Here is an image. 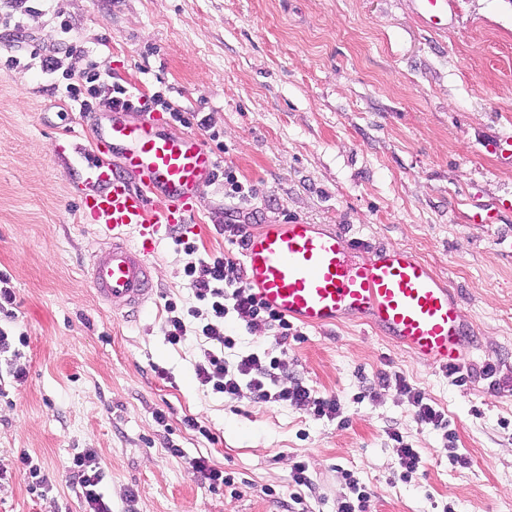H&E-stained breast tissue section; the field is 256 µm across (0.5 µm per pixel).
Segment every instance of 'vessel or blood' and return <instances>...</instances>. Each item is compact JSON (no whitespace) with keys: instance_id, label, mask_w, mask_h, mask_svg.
Listing matches in <instances>:
<instances>
[{"instance_id":"obj_1","label":"vessel or blood","mask_w":512,"mask_h":512,"mask_svg":"<svg viewBox=\"0 0 512 512\" xmlns=\"http://www.w3.org/2000/svg\"><path fill=\"white\" fill-rule=\"evenodd\" d=\"M93 126L78 207L104 243L91 255L88 282L104 301L140 306L153 292L152 256L172 231L190 232L196 187L213 178L218 159L197 136L162 132L150 119L116 116L107 124L97 113ZM361 252L334 225L291 218L247 234L242 268L279 314L311 327L364 322L420 360L462 366L474 331L455 291L409 251Z\"/></svg>"}]
</instances>
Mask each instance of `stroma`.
I'll return each instance as SVG.
<instances>
[{
    "label": "stroma",
    "mask_w": 512,
    "mask_h": 512,
    "mask_svg": "<svg viewBox=\"0 0 512 512\" xmlns=\"http://www.w3.org/2000/svg\"><path fill=\"white\" fill-rule=\"evenodd\" d=\"M10 12L24 27L0 26V48L63 38L78 52L51 75L0 58V271L29 337L0 369V512H85L65 469L88 449L112 512H289L299 459L313 486L305 512H336L354 481L372 492L369 512H512V211L467 220L476 206L512 203V0H450L438 31L418 0H0ZM93 60L207 117L188 131L219 138L221 168L253 187L246 231L333 224L366 249L392 244L427 263L474 328L464 369L418 361L367 324H300L279 346L240 320L228 361L267 351L288 379L335 396L339 416L202 388L196 320L180 345L165 337L167 303H195L191 255L165 239L155 290L136 310L88 284L101 238L79 216L82 177L58 145L90 147L93 131L54 87ZM224 191L218 179L198 192L188 239L238 260ZM400 377L447 413L448 433L418 420ZM402 442L425 460L408 479ZM23 452L46 477L38 491L18 469ZM199 456L231 485L198 481Z\"/></svg>",
    "instance_id": "1"
}]
</instances>
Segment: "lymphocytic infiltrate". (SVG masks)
<instances>
[{
    "instance_id": "lymphocytic-infiltrate-1",
    "label": "lymphocytic infiltrate",
    "mask_w": 512,
    "mask_h": 512,
    "mask_svg": "<svg viewBox=\"0 0 512 512\" xmlns=\"http://www.w3.org/2000/svg\"><path fill=\"white\" fill-rule=\"evenodd\" d=\"M61 95L89 111L112 107L147 112L159 109L168 112L173 123L184 127L193 120L192 115L161 96L133 94L122 83L113 80L111 72L94 62L82 74L80 82L67 84ZM183 248L194 256L184 273L196 304L183 312L178 310L176 303H168L166 336L170 344H179L187 332V319L199 320L198 332L208 344L202 360L195 367L200 384L231 399L237 398L242 389L247 388L254 399L261 402L302 403L309 406L315 417H335L340 410L336 398L314 395L309 388L298 383L279 387L282 364L277 358L251 353L241 357L235 365L225 362L223 351L234 344L233 338L224 332L228 316H237L249 325L263 322L282 341L291 336L294 325L288 317L263 305L246 283L241 266L235 259L223 253L197 256L195 244L189 241L184 242ZM69 471L83 489L88 512H112L98 490L102 474L93 450L74 455Z\"/></svg>"
}]
</instances>
